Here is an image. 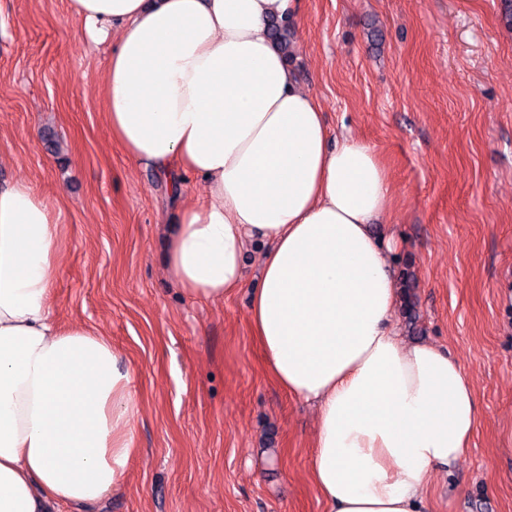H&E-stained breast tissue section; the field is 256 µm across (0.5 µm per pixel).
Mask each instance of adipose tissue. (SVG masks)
Masks as SVG:
<instances>
[{"label":"adipose tissue","mask_w":512,"mask_h":512,"mask_svg":"<svg viewBox=\"0 0 512 512\" xmlns=\"http://www.w3.org/2000/svg\"><path fill=\"white\" fill-rule=\"evenodd\" d=\"M296 0H70L112 43L105 121L133 160L175 168L183 204L164 265L191 299L244 281L263 248L249 323L272 382L317 410L313 483L328 512H430L427 476L450 468L479 421L469 374L391 319V241L373 225L390 196L374 149L331 142L314 96L269 35ZM59 199L0 186V512L90 508L124 481L139 411L132 371L50 306Z\"/></svg>","instance_id":"adipose-tissue-1"}]
</instances>
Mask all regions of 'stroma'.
Returning <instances> with one entry per match:
<instances>
[{
	"mask_svg": "<svg viewBox=\"0 0 512 512\" xmlns=\"http://www.w3.org/2000/svg\"><path fill=\"white\" fill-rule=\"evenodd\" d=\"M293 59L334 138L374 148L400 335L469 372L468 451L433 471L431 512H512V28L502 0H297ZM69 0H0V185L62 195L51 298L133 371L139 452L95 512H326L315 409L269 378L249 327L259 245L224 301L184 297L162 261L181 202L103 119L110 45Z\"/></svg>",
	"mask_w": 512,
	"mask_h": 512,
	"instance_id": "obj_1",
	"label": "stroma"
}]
</instances>
